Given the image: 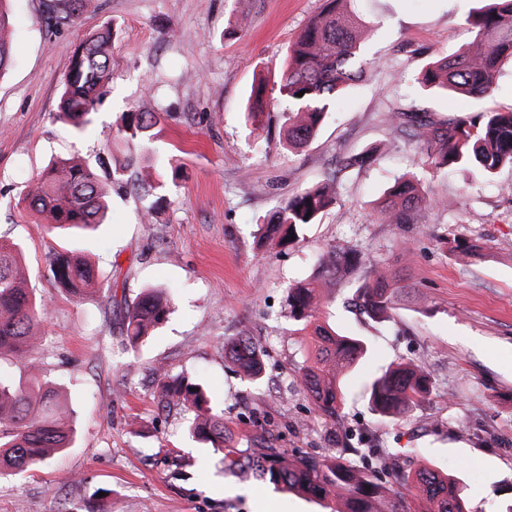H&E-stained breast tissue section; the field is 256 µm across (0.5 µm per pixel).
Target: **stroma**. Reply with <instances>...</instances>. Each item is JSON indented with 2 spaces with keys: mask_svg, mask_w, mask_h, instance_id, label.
<instances>
[{
  "mask_svg": "<svg viewBox=\"0 0 512 512\" xmlns=\"http://www.w3.org/2000/svg\"><path fill=\"white\" fill-rule=\"evenodd\" d=\"M51 0H12V61L0 78V238L19 244L20 267L48 306L44 378L74 407L76 439L49 464L0 478V512H325L266 480L227 474L219 453L195 441L180 407H158L154 368L166 365L203 386L243 458L260 443L289 456H340L387 448L408 469L430 466L460 478L471 512L512 504V167L482 176L422 164L423 143L395 133L388 113L429 112L435 121L471 116L477 101L419 91L431 58L470 37L477 0H357L374 28L364 42L367 74L337 97L317 138L288 148L289 106L267 90L260 126L245 118L253 82L285 60L323 0H99L96 13L57 30ZM111 24L112 82L84 130L59 122V91L83 34ZM153 99L167 113L154 149L175 160L171 204L140 217L135 195L116 194L108 224L93 236L51 232L17 205L49 160L88 158L113 141L121 113ZM372 152L363 167L336 171L339 157ZM337 173V199L303 239L280 246L259 228L295 192ZM420 179L428 205L411 224L378 220L395 179ZM473 244L455 251L454 240ZM356 250L365 267L406 283L390 319L356 303L358 278H323L328 249ZM85 250L105 288L73 299L47 266L53 251ZM313 281L320 320L360 336L370 354L342 380L337 422L304 392L299 369L308 337L294 333L288 288ZM151 287L172 292L167 321L137 349L120 335L109 294L135 302ZM248 334L263 350L249 380L224 356L226 339ZM422 363L433 383L416 410L384 420L369 387L390 366Z\"/></svg>",
  "mask_w": 512,
  "mask_h": 512,
  "instance_id": "obj_1",
  "label": "stroma"
}]
</instances>
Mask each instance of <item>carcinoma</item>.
Here are the masks:
<instances>
[{"instance_id": "carcinoma-1", "label": "carcinoma", "mask_w": 512, "mask_h": 512, "mask_svg": "<svg viewBox=\"0 0 512 512\" xmlns=\"http://www.w3.org/2000/svg\"><path fill=\"white\" fill-rule=\"evenodd\" d=\"M97 0H54L47 16L54 28L75 23L97 8ZM356 0H323V7L305 26L279 70V91L295 110L288 118L285 139L294 149L308 146L330 110L336 95L352 85L362 68L361 45L367 22L358 14ZM468 20L471 40L453 54L429 62L418 84L423 90L462 95L481 101L490 97L503 60H512V0H480ZM11 16L7 0H0V75L10 65ZM112 27L86 33L76 46L64 78L57 117L77 130L90 123L101 106L112 74ZM304 92L299 97L297 93ZM160 113L143 103L125 112L118 128L128 153L112 158V148L98 154L95 162L78 155L54 158L21 195L19 205L31 212L49 231L90 230L107 218L112 192L132 193L143 202V214L154 217L168 204L163 194L166 160L150 150L151 130ZM394 131L424 141L425 162L437 169L472 166L491 174L501 166H512V109H478L468 119L448 118L435 122L420 109L390 116ZM370 156L361 153L336 160V170L309 186L281 207L266 236L284 244L297 240L309 224L336 202L337 174L351 166H363ZM427 203L417 183L396 182L376 206L389 224H410L415 209ZM54 280L73 294L96 284L92 262L78 255L53 252L47 258ZM356 255L331 250L321 259L322 272L338 276L354 272ZM395 282L373 268L359 280L358 296L369 318L383 321L391 309ZM170 295L164 290L143 292L124 308L122 334L130 344L138 343L161 324L170 311ZM320 300L309 283L288 289L289 317L314 340L313 350L299 368L302 384L318 410L334 419L342 401L341 374L366 353L359 339L340 336L318 321ZM46 309L28 290L20 270L18 246L0 239V357L29 374L15 383L0 374V476L24 472L44 465L51 455L71 446L75 438L72 410L59 398L58 390L38 377L41 365L39 335ZM224 356L250 377L261 371L262 349L252 337L241 335L224 342ZM159 379L154 394L157 404L174 403L192 413L190 433L212 445L223 455L224 470L234 475H262L274 485L314 499L329 512H411L409 501L426 498L432 512H470L466 487L458 479L423 466L401 470L389 466L392 452L369 448L358 467L333 457L303 456L290 461L278 458L269 445L261 456L245 462L217 411L203 389L157 366ZM432 392V383L419 365L401 363L376 379L370 390L372 409L394 418L421 406ZM386 472L385 483L377 473Z\"/></svg>"}]
</instances>
